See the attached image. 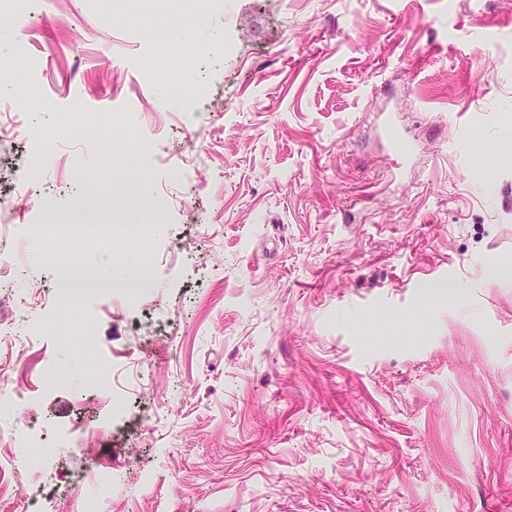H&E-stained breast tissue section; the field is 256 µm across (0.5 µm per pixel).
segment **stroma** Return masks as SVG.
<instances>
[{
	"instance_id": "1",
	"label": "stroma",
	"mask_w": 512,
	"mask_h": 512,
	"mask_svg": "<svg viewBox=\"0 0 512 512\" xmlns=\"http://www.w3.org/2000/svg\"><path fill=\"white\" fill-rule=\"evenodd\" d=\"M31 9L36 85L7 41L29 14L0 12L17 183L85 223L25 254L24 380L61 387L14 427L38 449L102 415L98 394L74 404L94 350L123 402L92 450L114 475L100 512H512V0H222L191 32L157 0ZM190 40L187 110L164 93L184 61L157 45ZM131 124L154 143L132 162ZM184 138L207 155L190 192L169 168ZM148 184L173 207L146 263L126 200ZM144 263L140 306L58 297ZM82 466L30 454L0 512L52 492L80 512Z\"/></svg>"
}]
</instances>
